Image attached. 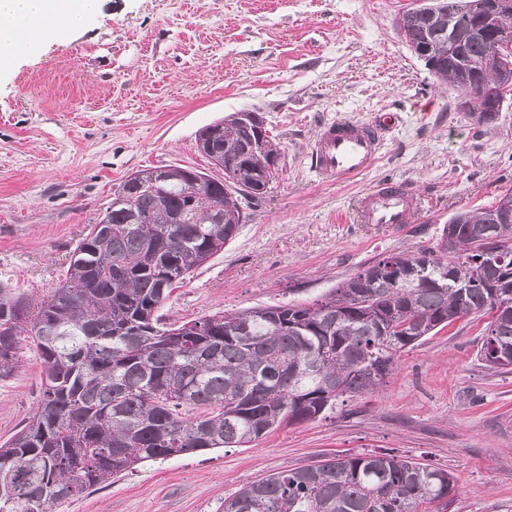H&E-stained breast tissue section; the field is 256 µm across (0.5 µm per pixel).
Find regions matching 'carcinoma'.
Masks as SVG:
<instances>
[{"label": "carcinoma", "mask_w": 512, "mask_h": 512, "mask_svg": "<svg viewBox=\"0 0 512 512\" xmlns=\"http://www.w3.org/2000/svg\"><path fill=\"white\" fill-rule=\"evenodd\" d=\"M432 0L396 19L431 41L425 66L467 112H500L512 95V14ZM448 9L438 38L430 9ZM194 168L157 185L127 177L73 249L64 282L39 302L0 286V377L20 343L41 353L42 397L0 445V512H55L113 475L168 456L247 448L283 425L378 392L402 352L487 314L479 358L512 367V215L460 211L450 251L390 253L320 299L217 312L178 326L156 315L172 286L224 249L237 182L265 195L279 171L271 130L233 113L211 125ZM447 470L364 454L273 473L224 499L221 512H448Z\"/></svg>", "instance_id": "carcinoma-1"}]
</instances>
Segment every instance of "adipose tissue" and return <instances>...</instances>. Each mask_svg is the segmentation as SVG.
<instances>
[{
  "mask_svg": "<svg viewBox=\"0 0 512 512\" xmlns=\"http://www.w3.org/2000/svg\"><path fill=\"white\" fill-rule=\"evenodd\" d=\"M99 0H0V68L19 51L33 52L37 43L24 42L20 31L27 25H55L77 30L97 13Z\"/></svg>",
  "mask_w": 512,
  "mask_h": 512,
  "instance_id": "1",
  "label": "adipose tissue"
}]
</instances>
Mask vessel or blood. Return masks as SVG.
I'll return each instance as SVG.
<instances>
[{"label": "vessel or blood", "instance_id": "obj_1", "mask_svg": "<svg viewBox=\"0 0 512 512\" xmlns=\"http://www.w3.org/2000/svg\"><path fill=\"white\" fill-rule=\"evenodd\" d=\"M398 115L382 112L357 124L335 121L325 125L311 148L312 169L326 181L341 182L359 176L378 158ZM419 198L403 184L386 181L366 192L356 205L361 224H409L419 212Z\"/></svg>", "mask_w": 512, "mask_h": 512}]
</instances>
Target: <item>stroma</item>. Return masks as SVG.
I'll return each instance as SVG.
<instances>
[{
	"label": "stroma",
	"mask_w": 512,
	"mask_h": 512,
	"mask_svg": "<svg viewBox=\"0 0 512 512\" xmlns=\"http://www.w3.org/2000/svg\"><path fill=\"white\" fill-rule=\"evenodd\" d=\"M419 2L101 0L82 29L16 54L0 70V285L33 301L49 295L127 175L211 172L199 131L243 110L272 129L279 176L224 250L173 288L163 322L310 302L373 260L434 245L453 214L512 192V99L491 122L459 107L395 27ZM385 111L400 121L367 172L346 183L313 173L323 123ZM385 180L421 197L416 223H355L357 199ZM485 325L462 318L406 349L383 391L326 417L251 448L145 462L56 512H218L264 476L380 453L452 473L448 512H512V370L480 360ZM42 371L23 343L0 378V443L36 410Z\"/></svg>",
	"instance_id": "35a3bbf8"
}]
</instances>
